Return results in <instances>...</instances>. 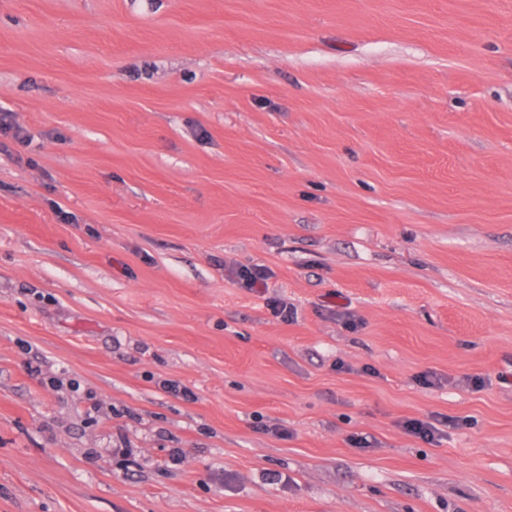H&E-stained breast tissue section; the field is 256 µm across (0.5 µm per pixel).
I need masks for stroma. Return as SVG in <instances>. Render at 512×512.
Returning a JSON list of instances; mask_svg holds the SVG:
<instances>
[{
  "label": "stroma",
  "mask_w": 512,
  "mask_h": 512,
  "mask_svg": "<svg viewBox=\"0 0 512 512\" xmlns=\"http://www.w3.org/2000/svg\"><path fill=\"white\" fill-rule=\"evenodd\" d=\"M1 112L0 512H512V0H0ZM230 272L237 284L254 292L265 290L271 276L270 271L263 266L232 268Z\"/></svg>",
  "instance_id": "35a3bbf8"
}]
</instances>
